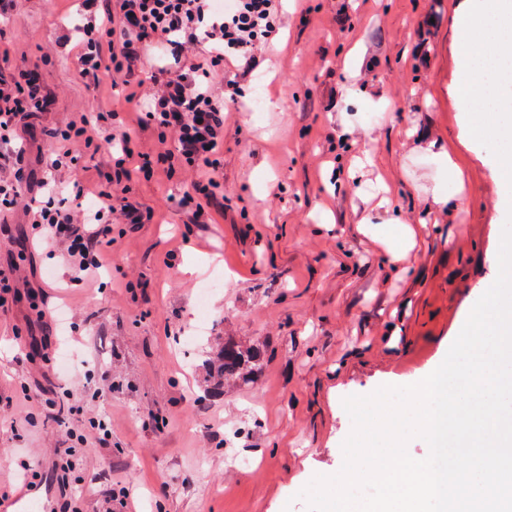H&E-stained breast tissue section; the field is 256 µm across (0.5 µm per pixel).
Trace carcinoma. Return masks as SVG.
<instances>
[{
	"label": "carcinoma",
	"mask_w": 512,
	"mask_h": 512,
	"mask_svg": "<svg viewBox=\"0 0 512 512\" xmlns=\"http://www.w3.org/2000/svg\"><path fill=\"white\" fill-rule=\"evenodd\" d=\"M266 365L264 342L224 333V342L211 347L196 365L209 395L228 388L254 385Z\"/></svg>",
	"instance_id": "cac0c4a2"
}]
</instances>
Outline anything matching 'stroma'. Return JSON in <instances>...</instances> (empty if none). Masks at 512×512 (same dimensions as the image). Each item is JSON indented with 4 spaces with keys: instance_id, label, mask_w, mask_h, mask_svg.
I'll return each instance as SVG.
<instances>
[{
    "instance_id": "35a3bbf8",
    "label": "stroma",
    "mask_w": 512,
    "mask_h": 512,
    "mask_svg": "<svg viewBox=\"0 0 512 512\" xmlns=\"http://www.w3.org/2000/svg\"><path fill=\"white\" fill-rule=\"evenodd\" d=\"M281 10L225 117L219 223L187 231L173 203L181 182L132 173L151 221L121 225L106 269L61 289L26 213L0 215L10 229L0 267L18 268L0 306V492L10 493L0 512L62 502L57 483L15 494L17 466L43 474L64 432L96 415L112 438L89 439L78 461L89 512L124 486L130 512H310L301 490L343 464V399L431 370L495 281L498 162L466 122L448 0H282ZM74 20L73 0H13L0 18V76L40 75L43 104L18 124L23 186L39 200L49 130L124 101L66 54L44 58ZM259 76L267 106L252 114ZM393 94L398 110L381 111ZM446 150L463 186L433 160ZM46 304L55 315L43 321ZM228 330L266 339L271 358L258 385L204 395L194 364ZM107 375L112 392L96 395ZM64 397L75 413L48 421L46 400Z\"/></svg>"
}]
</instances>
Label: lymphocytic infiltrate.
Segmentation results:
<instances>
[{
	"label": "lymphocytic infiltrate",
	"instance_id": "f902f5d3",
	"mask_svg": "<svg viewBox=\"0 0 512 512\" xmlns=\"http://www.w3.org/2000/svg\"><path fill=\"white\" fill-rule=\"evenodd\" d=\"M234 2L219 14L212 0H115L102 15L95 0H75L79 22L66 27L61 45L72 46L76 72L92 84H134L125 101L136 113L85 112L51 129L39 205L24 197L14 125L40 106V90L0 78V211L24 208L40 245L62 261L63 280L96 275L115 243L114 225L143 223L127 197L131 171L180 173L185 223L212 224L223 211L224 92L236 83L220 89L216 77L226 60L251 59L281 24L278 0ZM167 45L175 49L174 69L162 79L145 75L152 50ZM84 148L98 158L93 185L80 166ZM89 196L96 207H84Z\"/></svg>",
	"mask_w": 512,
	"mask_h": 512
}]
</instances>
